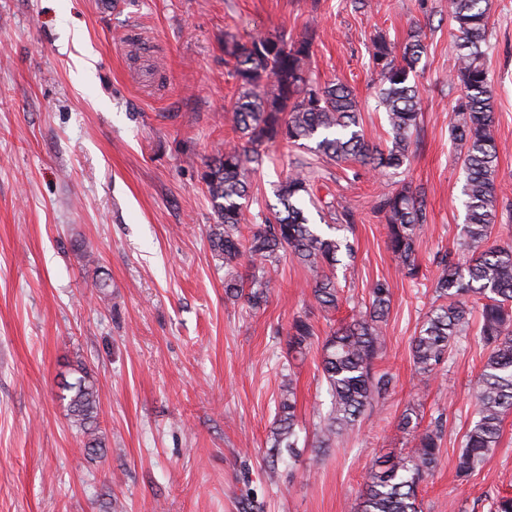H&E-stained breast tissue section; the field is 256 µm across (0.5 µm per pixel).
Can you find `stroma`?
I'll use <instances>...</instances> for the list:
<instances>
[{
  "label": "stroma",
  "instance_id": "obj_1",
  "mask_svg": "<svg viewBox=\"0 0 512 512\" xmlns=\"http://www.w3.org/2000/svg\"><path fill=\"white\" fill-rule=\"evenodd\" d=\"M417 26L427 44L415 78L421 110L400 173L277 142L251 176L246 216L274 203L297 167L315 198L353 211L339 310L320 309L315 272L288 258L262 306L227 298L202 179L233 136L225 40L313 35L311 78L347 85L365 140L382 147L371 40L382 33L400 46ZM486 49L498 203L512 206V0H491ZM455 63L448 0H0V512H238L247 493L262 512H357L372 461L415 447L399 427L410 407L421 426L442 421L422 512H488L491 497L512 495V413L483 466L466 480L456 474L485 361L476 335L424 383L410 353L437 304L439 260L458 248L464 222L463 169L448 137ZM405 182L427 208L416 280L401 272L376 210ZM95 279L104 299L89 293ZM378 281L391 305L375 365L392 385L316 457L329 405L319 340L364 309ZM299 316L319 340L295 355L288 331ZM79 361L100 389L107 452L95 460L59 387ZM288 378L300 451L273 466L266 450Z\"/></svg>",
  "mask_w": 512,
  "mask_h": 512
}]
</instances>
